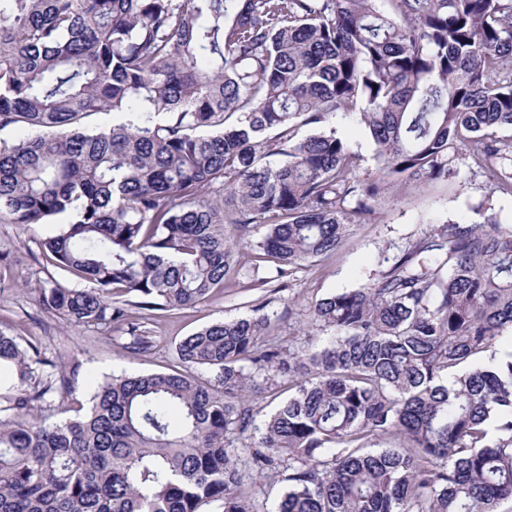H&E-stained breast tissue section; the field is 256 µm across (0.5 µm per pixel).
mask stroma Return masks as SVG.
<instances>
[{
	"label": "stroma",
	"mask_w": 512,
	"mask_h": 512,
	"mask_svg": "<svg viewBox=\"0 0 512 512\" xmlns=\"http://www.w3.org/2000/svg\"><path fill=\"white\" fill-rule=\"evenodd\" d=\"M334 127L337 136L358 153V175L368 177L376 167L374 147L358 117L337 114ZM484 202L491 203L498 223L512 225V196L493 191L485 178L462 160L451 180L413 185L403 191L388 190L369 223L351 226L336 253L298 270L287 287H277L270 281L269 270L254 271L246 266L236 282L210 301L156 315L151 325L155 346L143 355L128 354L112 337L70 325L43 310L40 291L48 277L66 286L71 283L62 272L47 275L37 261L35 241L52 234L56 223L39 224L25 231L0 223V251L10 253L11 275L24 285L23 290L0 298V328L9 329L21 342L33 343L66 364L78 365L72 395L53 412L57 419L71 417L77 410L86 409L96 383L106 377L176 370L179 341L221 319L250 316L255 309H262L270 320L263 344L299 346L304 333H321L310 318L317 301L338 291L359 288L390 270L409 244L429 237L442 225L483 222L478 207Z\"/></svg>",
	"instance_id": "obj_1"
}]
</instances>
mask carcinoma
I'll list each match as a JSON object with an SVG mask.
<instances>
[{"label":"carcinoma","mask_w":512,"mask_h":512,"mask_svg":"<svg viewBox=\"0 0 512 512\" xmlns=\"http://www.w3.org/2000/svg\"><path fill=\"white\" fill-rule=\"evenodd\" d=\"M0 0V223L38 241L41 302L121 348L208 301L238 242L278 287L340 247L390 181L470 161L512 195V0ZM112 114V126L91 118ZM359 117L378 171L330 128ZM304 129L311 130L307 135ZM265 227L260 238L252 231ZM0 254V295L14 288ZM331 331L259 343L263 316L178 345L183 369L110 377L53 421L65 365L0 329V512H255L240 469L288 466L274 512H500L512 500V226L447 224L387 272L319 300ZM253 370L247 371L243 363ZM295 392L261 424L254 373ZM254 428L240 448L226 433Z\"/></svg>","instance_id":"obj_1"}]
</instances>
